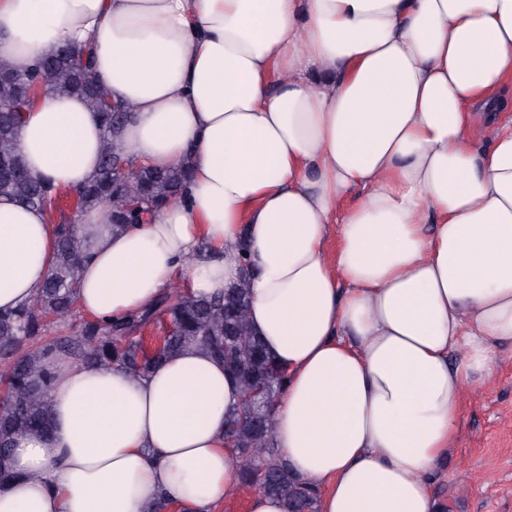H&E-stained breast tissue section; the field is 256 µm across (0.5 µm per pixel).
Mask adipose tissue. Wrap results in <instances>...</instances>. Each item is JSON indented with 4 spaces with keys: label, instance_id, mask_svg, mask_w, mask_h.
<instances>
[{
    "label": "adipose tissue",
    "instance_id": "1",
    "mask_svg": "<svg viewBox=\"0 0 512 512\" xmlns=\"http://www.w3.org/2000/svg\"><path fill=\"white\" fill-rule=\"evenodd\" d=\"M70 42L132 106L136 161L190 169L150 223L84 212L80 309L127 316L182 267L200 296L246 283L288 372L274 439L319 512H440L468 392L512 343V0H0V64ZM101 139L46 88L18 147L71 192ZM53 249L45 210L0 198V309ZM53 366V429L0 460V512H215L241 485V395L202 348L145 376Z\"/></svg>",
    "mask_w": 512,
    "mask_h": 512
}]
</instances>
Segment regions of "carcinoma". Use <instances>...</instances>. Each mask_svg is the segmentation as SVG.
<instances>
[{"instance_id": "1", "label": "carcinoma", "mask_w": 512, "mask_h": 512, "mask_svg": "<svg viewBox=\"0 0 512 512\" xmlns=\"http://www.w3.org/2000/svg\"><path fill=\"white\" fill-rule=\"evenodd\" d=\"M49 87L74 94L102 116V150L96 175L73 192L77 212L97 206L111 209L117 227L141 222L135 205L154 210L179 197L186 185L187 165L150 169L139 165L117 142L130 108L112 98L91 75L79 49L61 45L33 65H0V197L31 207L56 211L60 192L33 177L18 150L22 112L37 92ZM56 239L50 274L34 298L12 311L0 310V457L23 433L50 428L53 354L99 368L120 367L144 375L188 345L204 348L224 363V370L243 397L233 410L225 436L235 448L244 482L263 493L282 497L288 512H314L316 492L297 477L273 442V409L287 373L275 362L249 325V296L240 284L217 298L191 294L175 281L148 308L128 317L86 319L75 327L78 309L82 243L78 225L53 223ZM166 330L157 346L146 350L137 333L153 322ZM63 325L69 332L45 339L48 328Z\"/></svg>"}]
</instances>
